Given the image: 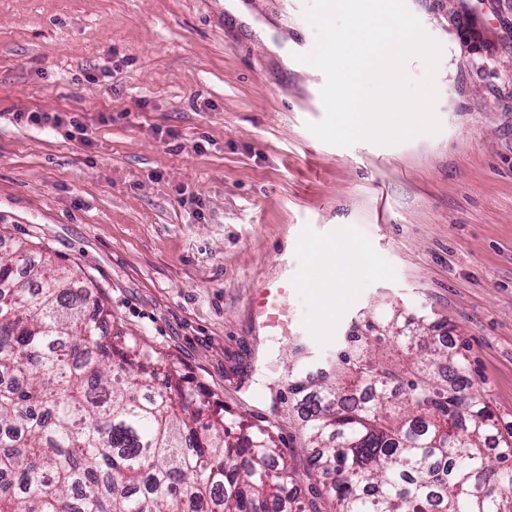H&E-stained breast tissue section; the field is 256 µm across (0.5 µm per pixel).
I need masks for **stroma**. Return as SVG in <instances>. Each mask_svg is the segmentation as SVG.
<instances>
[{
	"label": "stroma",
	"instance_id": "35a3bbf8",
	"mask_svg": "<svg viewBox=\"0 0 512 512\" xmlns=\"http://www.w3.org/2000/svg\"><path fill=\"white\" fill-rule=\"evenodd\" d=\"M0 0V243L77 266L114 328L168 354L211 403L274 422L309 466L288 392L370 308L432 312L512 431V0H407L444 47L443 130L397 146L322 143L323 73L296 61L304 0ZM265 26L267 47L253 30ZM76 112L88 144L18 112ZM376 261L324 310L315 246ZM289 278L291 337L253 328ZM287 290L288 278L267 281L255 290L252 304L253 325L257 332L266 333L281 323Z\"/></svg>",
	"mask_w": 512,
	"mask_h": 512
}]
</instances>
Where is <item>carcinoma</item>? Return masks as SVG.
<instances>
[{
  "instance_id": "1",
  "label": "carcinoma",
  "mask_w": 512,
  "mask_h": 512,
  "mask_svg": "<svg viewBox=\"0 0 512 512\" xmlns=\"http://www.w3.org/2000/svg\"><path fill=\"white\" fill-rule=\"evenodd\" d=\"M76 270L0 256V512H294L274 426L204 412L169 356L104 330ZM364 317L325 377L288 391L335 512H512L501 435L429 314Z\"/></svg>"
}]
</instances>
